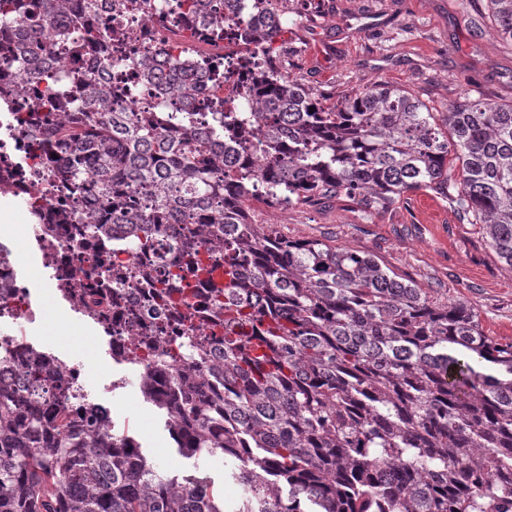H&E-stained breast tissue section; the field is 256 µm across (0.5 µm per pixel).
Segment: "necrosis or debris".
<instances>
[{
    "label": "necrosis or debris",
    "instance_id": "necrosis-or-debris-1",
    "mask_svg": "<svg viewBox=\"0 0 512 512\" xmlns=\"http://www.w3.org/2000/svg\"><path fill=\"white\" fill-rule=\"evenodd\" d=\"M92 23L102 32L119 31L122 38L113 45L111 56L102 55L99 47L85 48L81 55L68 53L63 43L51 33H43L31 45L29 60L0 53V90L27 70L28 64L42 63L58 73L75 70L92 73L108 79L113 86L127 87L140 116H151L157 109L159 92L155 84L133 79L126 65L144 55H151L157 66H164L173 58L182 59L198 91L191 105L169 102L167 109L180 112L192 108L201 112L210 100L219 98L227 105L238 106L250 83L248 72L240 61L251 48L238 40L211 39L209 29L216 24L237 21L238 0H212L208 14L200 16L187 6L188 0H163L160 8H148L142 0H97ZM210 61L224 68L227 76L218 85H210L197 61ZM46 89L39 80L26 83L22 95H9L8 110L0 114V194L13 197V205L0 210V224H43L50 234L35 233L32 245L45 260L56 265L66 276L71 298V309H78L79 301L94 284V258L115 259L130 264L140 256L130 249H105L89 239L79 237L74 225L65 223L62 214H77L83 220L97 216L88 193L74 196L44 182L46 161L32 145L24 117L33 100L44 97ZM21 251L12 234H0V317L10 316L14 327L0 331V378L18 383L23 379L30 344L20 336L16 325L32 319L37 292L35 284L19 274Z\"/></svg>",
    "mask_w": 512,
    "mask_h": 512
}]
</instances>
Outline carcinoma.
<instances>
[{
    "label": "carcinoma",
    "mask_w": 512,
    "mask_h": 512,
    "mask_svg": "<svg viewBox=\"0 0 512 512\" xmlns=\"http://www.w3.org/2000/svg\"><path fill=\"white\" fill-rule=\"evenodd\" d=\"M275 0H247L243 42L270 52L286 31ZM59 0H0V26L19 19L81 52L112 50L93 26L69 28ZM512 42V0H487ZM166 99L191 100L181 62L135 64ZM243 107L198 127L181 112L146 121L113 108L112 87L80 72L40 70L50 94L28 120L46 125L53 93H72L77 128L36 135L49 177L83 183L92 162L94 200L112 227L155 256L152 267L103 260L97 286L143 290L176 325H143L158 346L141 367L145 397L164 411L180 452L224 453L242 489L234 512H512V342L484 333L461 303H438L376 256L320 239L291 240L254 224L244 202L265 186L268 206L344 194L366 211L429 189L480 224L512 270V103L464 98L442 123L409 91L376 84L325 104L270 58L253 65ZM177 122L176 134L163 128ZM259 148L253 172L234 150ZM231 281L206 300L173 295L203 270L200 245ZM40 352L27 385L0 381V512H224L206 477L150 463L136 441L81 417L83 387H61Z\"/></svg>",
    "instance_id": "cac0c4a2"
}]
</instances>
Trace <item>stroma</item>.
I'll return each instance as SVG.
<instances>
[{
  "instance_id": "obj_1",
  "label": "stroma",
  "mask_w": 512,
  "mask_h": 512,
  "mask_svg": "<svg viewBox=\"0 0 512 512\" xmlns=\"http://www.w3.org/2000/svg\"><path fill=\"white\" fill-rule=\"evenodd\" d=\"M486 6V0L470 6L464 0H279L288 27L279 64L334 101L379 83L402 87L439 119L466 97L510 103L512 45L479 19ZM250 216L291 239L318 238L373 254L432 299L472 308L486 335L512 340V270L499 262L481 226L461 221L433 191L405 194L372 213L340 195L322 204L265 206ZM27 330L37 349L88 366L85 393L110 408L116 427L127 430L148 459L185 475L207 473L223 490L225 506L235 503V460L182 456L163 414L141 391L139 366L113 360L97 324L58 296Z\"/></svg>"
}]
</instances>
